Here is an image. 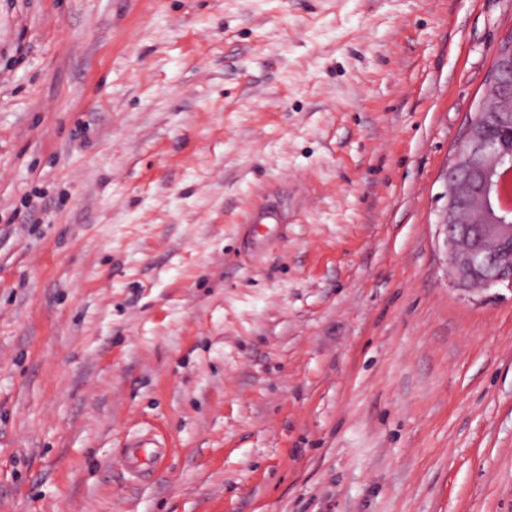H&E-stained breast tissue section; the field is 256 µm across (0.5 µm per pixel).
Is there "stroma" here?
Listing matches in <instances>:
<instances>
[{"mask_svg": "<svg viewBox=\"0 0 512 512\" xmlns=\"http://www.w3.org/2000/svg\"><path fill=\"white\" fill-rule=\"evenodd\" d=\"M510 31L512 0H0V512H512V289L457 290L439 232ZM280 221V215L273 206L260 207L251 213L248 223L252 224L253 230L260 225L265 224L268 231L263 235V241H270L276 236V227ZM127 468L136 476L143 473V465L147 460H156L163 455L162 445L145 434L136 435L127 444Z\"/></svg>", "mask_w": 512, "mask_h": 512, "instance_id": "1", "label": "stroma"}]
</instances>
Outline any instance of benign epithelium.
<instances>
[{
	"instance_id": "benign-epithelium-1",
	"label": "benign epithelium",
	"mask_w": 512,
	"mask_h": 512,
	"mask_svg": "<svg viewBox=\"0 0 512 512\" xmlns=\"http://www.w3.org/2000/svg\"><path fill=\"white\" fill-rule=\"evenodd\" d=\"M489 81L498 92L480 100L448 162L440 222L452 281L468 293L512 288V152L498 132L504 122L512 131V34L495 51Z\"/></svg>"
}]
</instances>
